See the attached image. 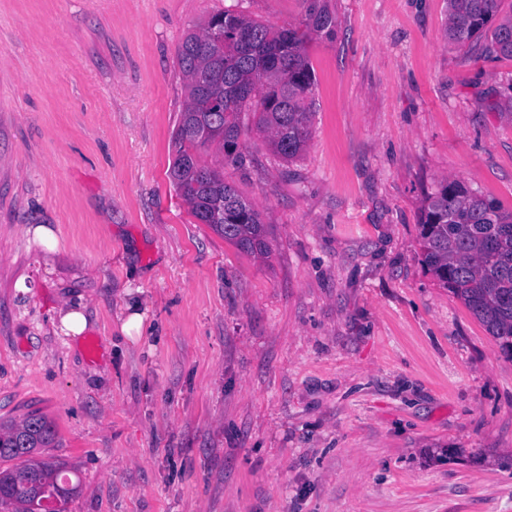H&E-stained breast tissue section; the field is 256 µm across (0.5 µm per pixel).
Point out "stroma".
<instances>
[{"label": "stroma", "instance_id": "stroma-1", "mask_svg": "<svg viewBox=\"0 0 512 512\" xmlns=\"http://www.w3.org/2000/svg\"><path fill=\"white\" fill-rule=\"evenodd\" d=\"M330 4L303 155L203 152L258 258L173 189L177 49L300 0H0V420L53 422L67 512H512V359L418 229L446 181L512 210V57L450 41L447 0Z\"/></svg>", "mask_w": 512, "mask_h": 512}]
</instances>
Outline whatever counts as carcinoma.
I'll return each instance as SVG.
<instances>
[{"mask_svg": "<svg viewBox=\"0 0 512 512\" xmlns=\"http://www.w3.org/2000/svg\"><path fill=\"white\" fill-rule=\"evenodd\" d=\"M302 5V26L277 29L226 8L187 34L177 52L187 101L173 136L175 191L198 223L257 256L269 254L260 214L201 150L217 144L225 160L241 161L246 112L275 154L288 161L306 150L315 83L307 43L332 38L336 14L329 0ZM498 8L499 0H448V38L464 45L488 35L497 51L512 55V15L498 22ZM419 239L427 270L512 357V212L446 181L421 208ZM54 437L53 423L36 411L18 423L0 422V464H6L0 467V507L65 512L57 504L68 502L77 487L60 482L59 468L39 458Z\"/></svg>", "mask_w": 512, "mask_h": 512, "instance_id": "cac0c4a2", "label": "carcinoma"}]
</instances>
